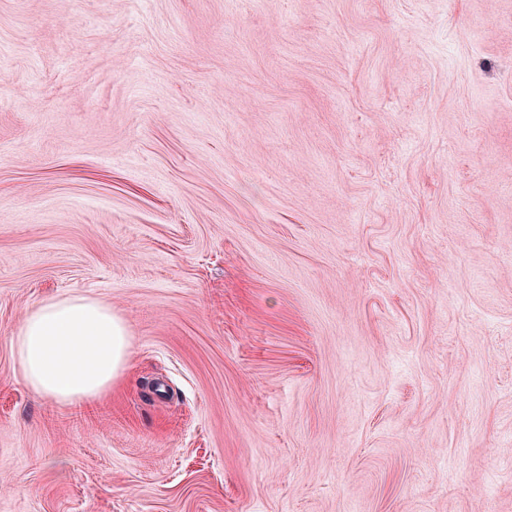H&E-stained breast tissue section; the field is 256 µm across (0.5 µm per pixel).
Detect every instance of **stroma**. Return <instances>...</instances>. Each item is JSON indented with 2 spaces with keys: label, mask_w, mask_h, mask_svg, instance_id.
I'll list each match as a JSON object with an SVG mask.
<instances>
[{
  "label": "stroma",
  "mask_w": 512,
  "mask_h": 512,
  "mask_svg": "<svg viewBox=\"0 0 512 512\" xmlns=\"http://www.w3.org/2000/svg\"><path fill=\"white\" fill-rule=\"evenodd\" d=\"M0 512H512V0H0ZM129 349L126 321L109 303L85 295L43 301L12 337L26 384L61 405L112 389L128 367Z\"/></svg>",
  "instance_id": "35a3bbf8"
}]
</instances>
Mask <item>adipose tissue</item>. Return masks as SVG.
<instances>
[{"instance_id":"adipose-tissue-1","label":"adipose tissue","mask_w":512,"mask_h":512,"mask_svg":"<svg viewBox=\"0 0 512 512\" xmlns=\"http://www.w3.org/2000/svg\"><path fill=\"white\" fill-rule=\"evenodd\" d=\"M129 349L126 321L109 303L85 295L43 301L12 338L26 384L61 405L109 391L128 367Z\"/></svg>"}]
</instances>
